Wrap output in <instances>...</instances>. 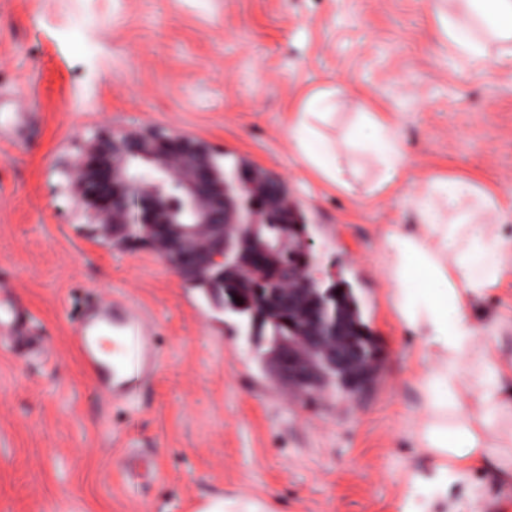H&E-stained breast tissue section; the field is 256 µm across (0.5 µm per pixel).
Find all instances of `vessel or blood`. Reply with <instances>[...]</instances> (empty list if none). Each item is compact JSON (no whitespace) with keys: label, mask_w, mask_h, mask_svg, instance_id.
I'll use <instances>...</instances> for the list:
<instances>
[{"label":"vessel or blood","mask_w":512,"mask_h":512,"mask_svg":"<svg viewBox=\"0 0 512 512\" xmlns=\"http://www.w3.org/2000/svg\"><path fill=\"white\" fill-rule=\"evenodd\" d=\"M6 313L11 339L22 354L44 352V339L30 335L25 317L0 301ZM112 336V357L99 354L102 334ZM76 343L103 395L131 399L136 397L158 369L155 338L142 315L130 306L98 304L81 325Z\"/></svg>","instance_id":"1"}]
</instances>
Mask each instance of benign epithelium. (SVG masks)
Wrapping results in <instances>:
<instances>
[{
    "label": "benign epithelium",
    "instance_id": "1",
    "mask_svg": "<svg viewBox=\"0 0 512 512\" xmlns=\"http://www.w3.org/2000/svg\"><path fill=\"white\" fill-rule=\"evenodd\" d=\"M142 163L132 182L130 159ZM73 193L98 221L109 245L127 243L129 225L140 224L139 242L183 280L193 283L212 272H231L249 293L268 276L288 288L266 302V312L288 319L292 336H280L265 355L273 376L298 394L321 392L323 375L310 352L321 351L326 363L344 368L360 360L344 343L347 329L326 311L309 306L304 288L313 279L315 258L309 237L295 234L299 220L280 179L257 194L250 183L233 198L214 177L213 151L192 136L150 130L135 134L97 135L75 161ZM272 214L282 231L279 242L256 229ZM251 233L236 236V225Z\"/></svg>",
    "mask_w": 512,
    "mask_h": 512
}]
</instances>
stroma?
<instances>
[{"label": "stroma", "instance_id": "1", "mask_svg": "<svg viewBox=\"0 0 512 512\" xmlns=\"http://www.w3.org/2000/svg\"><path fill=\"white\" fill-rule=\"evenodd\" d=\"M459 0H0V300L46 336L27 358L0 331V512H198L209 497L269 512H403L405 475L429 467L417 350L399 325L381 238L413 221L432 177L505 198L512 225V65L448 51ZM336 93L325 131L343 137L372 105L408 154L375 190L363 152L355 194L303 164L288 112ZM155 128L206 142L283 178L308 224L319 274L344 279L383 354L362 392L300 397L269 374L266 337L179 278L138 242L95 233L71 190L76 157L101 130ZM125 299L152 324L159 367L135 405L101 395L72 338L85 310ZM512 356V282L472 312ZM160 477H121L128 445ZM481 512H512V484L472 471Z\"/></svg>", "mask_w": 512, "mask_h": 512}]
</instances>
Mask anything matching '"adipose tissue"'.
<instances>
[{"instance_id":"adipose-tissue-1","label":"adipose tissue","mask_w":512,"mask_h":512,"mask_svg":"<svg viewBox=\"0 0 512 512\" xmlns=\"http://www.w3.org/2000/svg\"><path fill=\"white\" fill-rule=\"evenodd\" d=\"M477 32L448 26L449 52L471 60L498 42L501 61L512 62V0H466ZM333 91L308 94L291 115L290 130L303 162L329 187L351 194L359 176L352 150L368 152L382 169L380 187L400 178L406 152L397 129L380 112L358 113L343 140L326 136ZM501 195L466 179L437 178L417 195L413 221L387 228L384 276L399 324L425 360L416 371L420 418L417 447L432 460L429 473L407 479L405 512H459L448 489L479 469L512 481L499 449L512 447V358L478 341L473 309L512 278V235L499 224L478 222Z\"/></svg>"}]
</instances>
